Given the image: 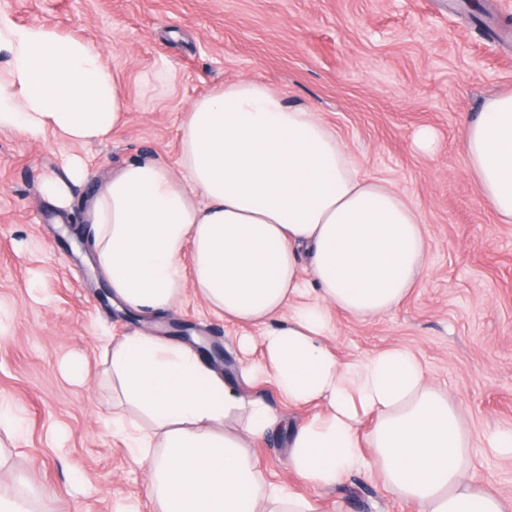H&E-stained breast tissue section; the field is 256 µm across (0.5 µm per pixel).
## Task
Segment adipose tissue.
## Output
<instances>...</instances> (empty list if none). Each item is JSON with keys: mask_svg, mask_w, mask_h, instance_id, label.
Segmentation results:
<instances>
[{"mask_svg": "<svg viewBox=\"0 0 512 512\" xmlns=\"http://www.w3.org/2000/svg\"><path fill=\"white\" fill-rule=\"evenodd\" d=\"M0 55V132L88 144L126 122L119 86L91 43L0 14ZM180 132L179 170L147 156L92 199L97 263L129 310L171 311L189 275L212 312L262 333L235 337L240 350L260 353L236 385L190 347L139 332L113 344L112 430L134 462L147 463L159 512H318L294 483L268 481L253 463L251 443L275 433L287 438L295 482L311 488L365 470L420 512H506L471 470L475 442L461 409L413 352L346 362L332 344L331 310L373 319L421 283V214L365 174L319 112L286 105L260 80L196 99ZM463 148L482 200L512 224V93L484 100ZM260 378L311 416L292 422L246 392Z\"/></svg>", "mask_w": 512, "mask_h": 512, "instance_id": "1", "label": "adipose tissue"}]
</instances>
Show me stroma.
<instances>
[{
	"mask_svg": "<svg viewBox=\"0 0 512 512\" xmlns=\"http://www.w3.org/2000/svg\"><path fill=\"white\" fill-rule=\"evenodd\" d=\"M495 24L484 35L461 0H0L17 24L47 21L94 44L129 106L109 139L72 145L46 133L0 132V401L22 424L0 488L34 481L39 512H156L146 472L113 435L104 349L132 330L168 336L170 321L223 344L258 335L224 323L185 282L174 313L119 315L97 297L92 252L69 245L61 210L42 191L80 158L86 180L70 187L82 222L96 183L150 153L169 165L181 154L179 121L195 99L238 78H256L286 103L320 112L365 173L390 181L423 216L427 275L389 313L332 315L347 361L394 346L413 350L430 381L461 406L475 439L512 430V224L482 201L461 149L466 123L490 95L512 91V0H487ZM437 136L434 153L414 143ZM253 456L272 481H292L288 450L273 437ZM473 472L512 500V456L472 451ZM321 512H417L369 473L315 490Z\"/></svg>",
	"mask_w": 512,
	"mask_h": 512,
	"instance_id": "obj_1",
	"label": "stroma"
}]
</instances>
